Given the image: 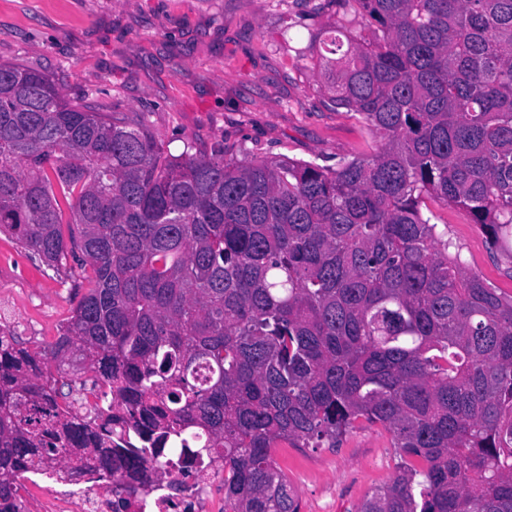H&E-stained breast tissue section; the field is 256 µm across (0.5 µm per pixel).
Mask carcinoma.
<instances>
[{
	"mask_svg": "<svg viewBox=\"0 0 512 512\" xmlns=\"http://www.w3.org/2000/svg\"><path fill=\"white\" fill-rule=\"evenodd\" d=\"M314 68L381 144L336 166L167 153L142 115L68 101L0 63V233L60 271L91 267L53 346L95 370L112 421L157 437L102 448L0 335V512L20 477H133L167 438L224 457V512H300L272 449L334 448L364 420L401 464L360 512H512V295L459 258L420 203L465 210L512 254V0H343ZM68 226L63 233L62 226Z\"/></svg>",
	"mask_w": 512,
	"mask_h": 512,
	"instance_id": "cac0c4a2",
	"label": "carcinoma"
}]
</instances>
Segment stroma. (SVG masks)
I'll return each mask as SVG.
<instances>
[{
	"instance_id": "obj_1",
	"label": "stroma",
	"mask_w": 512,
	"mask_h": 512,
	"mask_svg": "<svg viewBox=\"0 0 512 512\" xmlns=\"http://www.w3.org/2000/svg\"><path fill=\"white\" fill-rule=\"evenodd\" d=\"M355 28L332 0H0V62L48 75L66 99L98 112L145 114L172 155L287 156L322 166L373 153L378 135L335 107L312 68L326 30ZM422 212L452 252L512 295V255L453 206ZM88 286L79 270L46 275L0 235V312L22 347L51 350ZM300 512H358L401 463L390 435L364 422L335 448H278Z\"/></svg>"
}]
</instances>
